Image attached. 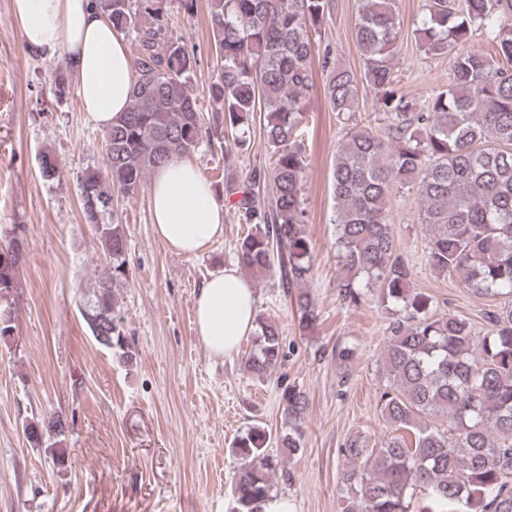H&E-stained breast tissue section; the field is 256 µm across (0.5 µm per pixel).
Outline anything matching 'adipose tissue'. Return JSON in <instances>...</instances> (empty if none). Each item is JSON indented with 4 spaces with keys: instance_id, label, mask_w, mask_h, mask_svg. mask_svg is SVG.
<instances>
[{
    "instance_id": "ef3b65f1",
    "label": "adipose tissue",
    "mask_w": 512,
    "mask_h": 512,
    "mask_svg": "<svg viewBox=\"0 0 512 512\" xmlns=\"http://www.w3.org/2000/svg\"><path fill=\"white\" fill-rule=\"evenodd\" d=\"M28 51H61L78 85L81 105L100 130L125 112L132 87L123 33L92 0H11ZM153 231L184 255L205 250L224 234V203L191 162L178 159L156 169L150 186ZM255 294L233 266L213 273L195 300L199 339L211 357L238 352L255 327Z\"/></svg>"
}]
</instances>
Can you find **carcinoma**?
Segmentation results:
<instances>
[{"instance_id":"1","label":"carcinoma","mask_w":512,"mask_h":512,"mask_svg":"<svg viewBox=\"0 0 512 512\" xmlns=\"http://www.w3.org/2000/svg\"><path fill=\"white\" fill-rule=\"evenodd\" d=\"M132 41V92L126 112L104 132V173L83 182V215L105 261L82 307L98 320L94 337L130 366L137 352L125 336L114 288L125 272V234L103 220L112 193L134 194L147 176L189 157L207 140L251 149L255 117L262 118L272 167L253 168L247 184L229 181L225 202L244 224L238 266L278 275L299 327L315 326L317 307L305 286L313 262L301 195L304 160L298 137L313 85L311 30L330 16L333 0H207L217 74L208 93L211 119L199 112L188 83L195 56L171 33L159 0H92ZM482 30L491 47H470ZM426 56L451 54L448 89L424 106L397 87L393 60L401 27L396 0H358L355 40L363 75L330 67L325 95L336 118L350 124L336 152L333 192L336 244L343 269L342 300L355 305L362 288H376L392 308L383 352L389 385L377 407L391 432L378 448L354 438L341 449L343 512H512V0H428L416 28ZM68 68L55 75V93L71 92ZM375 93L383 133L361 124L359 83ZM59 163L45 152L41 175ZM271 185V205L253 188ZM414 191L420 223L429 230L424 254L440 275L457 278L481 298H502L485 310L483 335L465 317L434 313V301L411 288L412 267L400 252L387 210L396 188ZM19 243L0 245V338L15 329L11 297L17 288ZM254 349L245 370L270 378L282 358L279 328L256 316ZM288 431L277 440L293 455L303 448L306 394L281 393ZM32 444L64 442L60 416L29 423ZM265 429L252 427L233 442L241 465L233 477V512H270L279 462L267 452Z\"/></svg>"}]
</instances>
